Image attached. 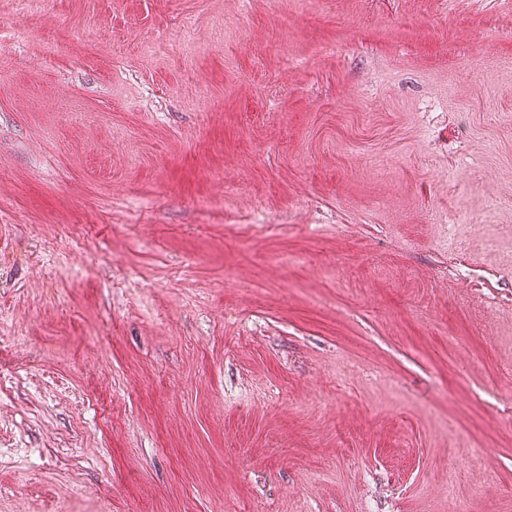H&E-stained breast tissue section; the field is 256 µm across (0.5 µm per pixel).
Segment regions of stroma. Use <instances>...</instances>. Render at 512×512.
I'll use <instances>...</instances> for the list:
<instances>
[{
	"label": "stroma",
	"mask_w": 512,
	"mask_h": 512,
	"mask_svg": "<svg viewBox=\"0 0 512 512\" xmlns=\"http://www.w3.org/2000/svg\"><path fill=\"white\" fill-rule=\"evenodd\" d=\"M0 512H512V0H0Z\"/></svg>",
	"instance_id": "35a3bbf8"
}]
</instances>
